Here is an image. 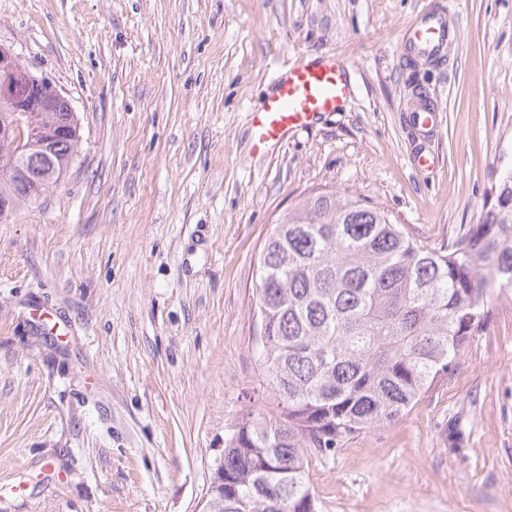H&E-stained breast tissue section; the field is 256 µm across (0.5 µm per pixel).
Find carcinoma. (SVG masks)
Returning a JSON list of instances; mask_svg holds the SVG:
<instances>
[{"label": "carcinoma", "mask_w": 512, "mask_h": 512, "mask_svg": "<svg viewBox=\"0 0 512 512\" xmlns=\"http://www.w3.org/2000/svg\"><path fill=\"white\" fill-rule=\"evenodd\" d=\"M58 99L40 125L68 122ZM80 132L54 143L52 184ZM0 142V197L36 199ZM253 317L264 407L238 423L200 512H319L314 460L397 420L451 372L512 287V175L481 223L431 246L354 193L318 191L279 217L256 269Z\"/></svg>", "instance_id": "obj_1"}]
</instances>
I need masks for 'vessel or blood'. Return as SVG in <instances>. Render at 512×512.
Segmentation results:
<instances>
[{"instance_id": "b4317fda", "label": "vessel or blood", "mask_w": 512, "mask_h": 512, "mask_svg": "<svg viewBox=\"0 0 512 512\" xmlns=\"http://www.w3.org/2000/svg\"><path fill=\"white\" fill-rule=\"evenodd\" d=\"M451 17L446 10L430 11L409 26L407 38L418 55L435 57L452 44ZM352 92L346 65L339 58L289 68L278 77L273 94L251 114L254 151L313 124L326 113L339 111Z\"/></svg>"}]
</instances>
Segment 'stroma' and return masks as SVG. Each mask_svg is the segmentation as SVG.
Listing matches in <instances>:
<instances>
[{"instance_id": "stroma-1", "label": "stroma", "mask_w": 512, "mask_h": 512, "mask_svg": "<svg viewBox=\"0 0 512 512\" xmlns=\"http://www.w3.org/2000/svg\"><path fill=\"white\" fill-rule=\"evenodd\" d=\"M443 2L0 0V46L81 126L65 179L0 219V512H193L259 388V251L312 189L434 246L480 222L512 172V0H457L445 62L413 63ZM327 56L342 110L252 155L275 76ZM489 306L448 378L312 464L321 512H512V288Z\"/></svg>"}]
</instances>
